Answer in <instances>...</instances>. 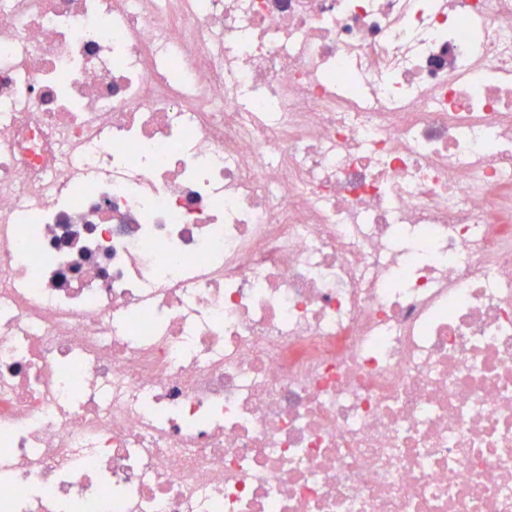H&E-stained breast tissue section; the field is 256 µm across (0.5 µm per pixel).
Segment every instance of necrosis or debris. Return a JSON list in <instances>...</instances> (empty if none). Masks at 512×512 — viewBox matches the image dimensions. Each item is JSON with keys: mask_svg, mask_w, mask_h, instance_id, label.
<instances>
[{"mask_svg": "<svg viewBox=\"0 0 512 512\" xmlns=\"http://www.w3.org/2000/svg\"><path fill=\"white\" fill-rule=\"evenodd\" d=\"M512 512V0H0V512Z\"/></svg>", "mask_w": 512, "mask_h": 512, "instance_id": "necrosis-or-debris-1", "label": "necrosis or debris"}]
</instances>
